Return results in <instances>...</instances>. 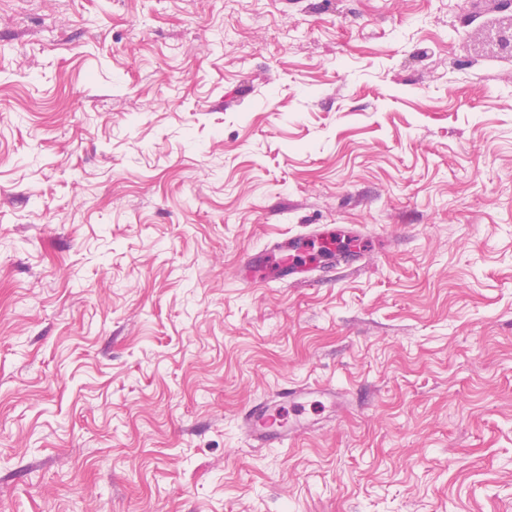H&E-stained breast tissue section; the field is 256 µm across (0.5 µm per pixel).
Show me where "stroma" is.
Segmentation results:
<instances>
[{
	"label": "stroma",
	"instance_id": "35a3bbf8",
	"mask_svg": "<svg viewBox=\"0 0 512 512\" xmlns=\"http://www.w3.org/2000/svg\"><path fill=\"white\" fill-rule=\"evenodd\" d=\"M457 0H0V512H512V64ZM330 224L367 263L245 286ZM349 392L285 448L238 417ZM306 234L296 237L275 239L270 242L261 256L247 255L240 267V278L253 283L267 270L272 269L273 279L287 281L288 285H302L309 282L321 263L300 261L296 257L316 244L326 254L336 255V235L339 230H327L312 225Z\"/></svg>",
	"mask_w": 512,
	"mask_h": 512
}]
</instances>
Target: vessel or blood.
Returning <instances> with one entry per match:
<instances>
[{
  "instance_id": "vessel-or-blood-1",
  "label": "vessel or blood",
  "mask_w": 512,
  "mask_h": 512,
  "mask_svg": "<svg viewBox=\"0 0 512 512\" xmlns=\"http://www.w3.org/2000/svg\"><path fill=\"white\" fill-rule=\"evenodd\" d=\"M313 246L326 254H334L335 231L315 226L305 234L273 240L263 255L244 258L240 278L252 283L268 272L273 278L291 285L305 284L312 279L318 265L301 260L300 255ZM315 402L321 408L335 412L344 405L343 393L333 386L307 383L280 386L269 398L244 413L239 428L253 447L287 445L288 441L311 431L313 423L306 416V408Z\"/></svg>"
}]
</instances>
